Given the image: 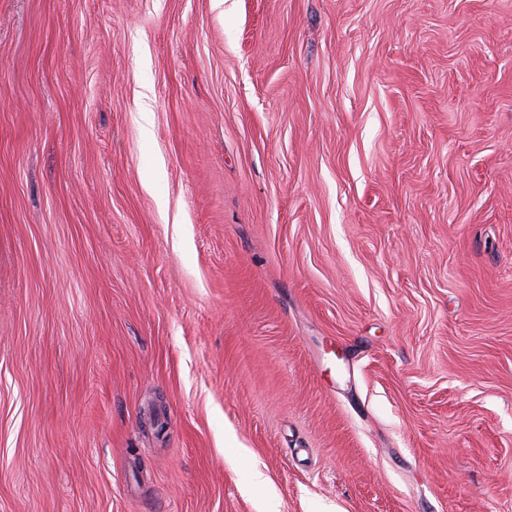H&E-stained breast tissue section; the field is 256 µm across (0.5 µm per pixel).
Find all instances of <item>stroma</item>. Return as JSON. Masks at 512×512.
Segmentation results:
<instances>
[{
  "instance_id": "35a3bbf8",
  "label": "stroma",
  "mask_w": 512,
  "mask_h": 512,
  "mask_svg": "<svg viewBox=\"0 0 512 512\" xmlns=\"http://www.w3.org/2000/svg\"><path fill=\"white\" fill-rule=\"evenodd\" d=\"M0 512H512V0H0Z\"/></svg>"
}]
</instances>
